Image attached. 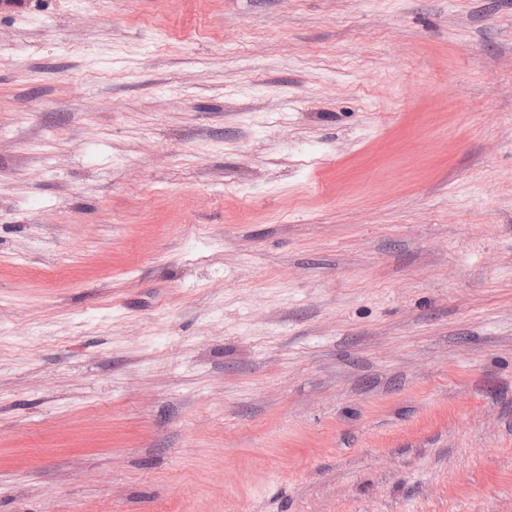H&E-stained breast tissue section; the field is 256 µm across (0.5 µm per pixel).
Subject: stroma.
Masks as SVG:
<instances>
[{"label": "stroma", "instance_id": "35a3bbf8", "mask_svg": "<svg viewBox=\"0 0 512 512\" xmlns=\"http://www.w3.org/2000/svg\"><path fill=\"white\" fill-rule=\"evenodd\" d=\"M0 512H512V0H0Z\"/></svg>", "mask_w": 512, "mask_h": 512}]
</instances>
